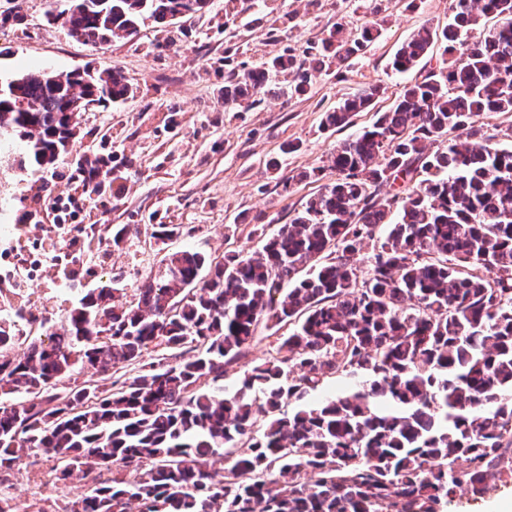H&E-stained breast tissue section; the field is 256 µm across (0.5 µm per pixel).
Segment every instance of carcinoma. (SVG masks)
Returning <instances> with one entry per match:
<instances>
[{
	"label": "carcinoma",
	"mask_w": 512,
	"mask_h": 512,
	"mask_svg": "<svg viewBox=\"0 0 512 512\" xmlns=\"http://www.w3.org/2000/svg\"><path fill=\"white\" fill-rule=\"evenodd\" d=\"M86 2L53 20L95 45L210 8ZM449 11L448 27H420L391 62L406 73L440 41L439 68L336 144V180L260 250L214 264L168 253L136 288L112 279L60 328L40 321L43 339L0 322V512H51L12 492L23 459L42 457L56 483L85 485L64 512H445L512 483V146H488L481 123L512 113V0H450ZM488 19L501 25L479 34ZM380 35L374 22L355 34L338 24L307 61L342 66ZM295 67L285 51L242 68L224 85V111L255 106L272 75ZM6 80L0 130L39 167L56 163L87 104L131 93L112 67ZM378 93L343 99L324 128L347 125ZM261 323L276 354L225 391ZM129 366L108 388L74 378ZM342 376L363 382L308 401Z\"/></svg>",
	"instance_id": "1"
}]
</instances>
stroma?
<instances>
[{
  "label": "stroma",
  "mask_w": 512,
  "mask_h": 512,
  "mask_svg": "<svg viewBox=\"0 0 512 512\" xmlns=\"http://www.w3.org/2000/svg\"><path fill=\"white\" fill-rule=\"evenodd\" d=\"M240 0L234 24H226L224 0L209 11L173 20L168 27L145 22L130 36L85 44L68 36L49 15L66 9L65 0H0V13L18 11L19 21L0 24V72L122 70L132 89L124 102H102L82 112L72 154L55 167L18 165L16 150H0V224H58L57 201H73L89 224H125L120 245L105 242L111 261L89 265L71 286L44 282L32 295L43 315L60 325L78 291L116 277L132 288L157 272L164 255L193 249L212 259L224 253L252 254L261 245L257 226L274 233L305 203L331 184L301 179L322 165L337 143L372 124L377 112L398 100L404 85L422 79L437 64L425 58L403 75L392 72L397 47L422 26L443 28L449 0H383L371 14L369 0H274L272 8ZM381 24L380 37L349 65L329 64L326 73H309L303 95L263 97L242 112L224 109L225 81L241 64L254 65L292 47L303 53L336 25L357 29ZM382 88L375 108L358 113L351 125L327 130L326 111L365 86ZM110 156L109 173L97 177V190L74 181L75 155ZM157 224H176L178 235L160 241ZM264 232V233H265ZM50 461L21 466L13 483L20 498L35 496L62 512L82 487L53 484Z\"/></svg>",
  "instance_id": "1"
}]
</instances>
